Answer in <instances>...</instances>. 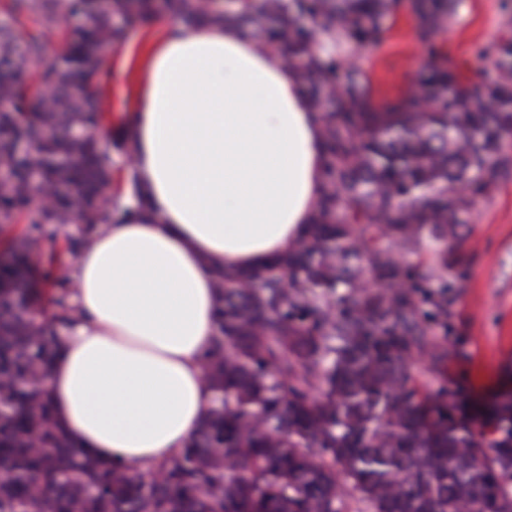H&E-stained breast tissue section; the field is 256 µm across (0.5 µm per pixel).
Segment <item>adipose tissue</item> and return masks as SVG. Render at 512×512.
<instances>
[{
  "mask_svg": "<svg viewBox=\"0 0 512 512\" xmlns=\"http://www.w3.org/2000/svg\"><path fill=\"white\" fill-rule=\"evenodd\" d=\"M132 116L146 204L121 199L122 223L100 225L69 266L78 319L46 386L79 449L146 470L209 410L211 267H258L298 243L323 151L295 72L232 26H173Z\"/></svg>",
  "mask_w": 512,
  "mask_h": 512,
  "instance_id": "1",
  "label": "adipose tissue"
}]
</instances>
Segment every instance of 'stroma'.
<instances>
[{"label": "stroma", "instance_id": "1", "mask_svg": "<svg viewBox=\"0 0 512 512\" xmlns=\"http://www.w3.org/2000/svg\"><path fill=\"white\" fill-rule=\"evenodd\" d=\"M173 23V14L159 15L113 53L107 113L116 116L131 110L148 53ZM510 33L512 0H462L444 46L470 80L493 79L498 75L494 64L477 59L475 47ZM363 62L375 95L396 97L405 91L422 65L412 21L400 16L386 44L364 51ZM468 222L465 247L472 261L459 294V316L442 343L456 353L448 376L458 386L461 400L481 406L512 391V181L492 200L478 202Z\"/></svg>", "mask_w": 512, "mask_h": 512}]
</instances>
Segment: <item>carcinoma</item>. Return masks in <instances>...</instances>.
Returning <instances> with one entry per match:
<instances>
[{
	"label": "carcinoma",
	"mask_w": 512,
	"mask_h": 512,
	"mask_svg": "<svg viewBox=\"0 0 512 512\" xmlns=\"http://www.w3.org/2000/svg\"><path fill=\"white\" fill-rule=\"evenodd\" d=\"M460 3L176 0L180 23L235 26L296 71L325 163L295 247L212 268L210 408L146 471L76 448L43 381L77 318L61 272L126 187L144 203L102 149H134L103 99L110 52L163 8L0 3V512H512V395L460 406L436 340L457 317L467 216L512 179V37L477 50L496 79H467L442 43ZM403 12L426 62L377 98L352 50L381 46ZM59 30L65 50L47 60Z\"/></svg>",
	"instance_id": "carcinoma-1"
}]
</instances>
